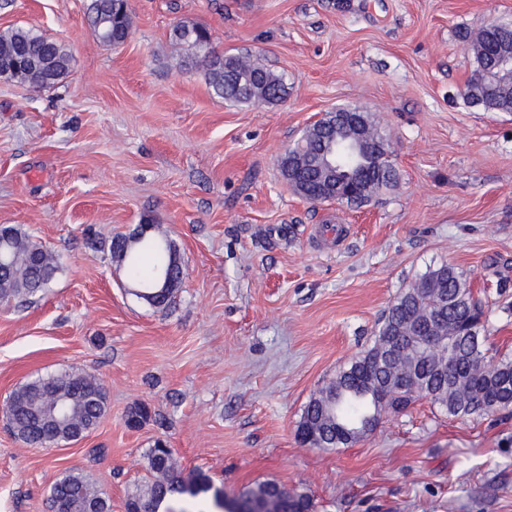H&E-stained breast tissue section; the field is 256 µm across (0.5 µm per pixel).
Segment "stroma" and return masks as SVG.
I'll return each instance as SVG.
<instances>
[{
  "label": "stroma",
  "mask_w": 512,
  "mask_h": 512,
  "mask_svg": "<svg viewBox=\"0 0 512 512\" xmlns=\"http://www.w3.org/2000/svg\"><path fill=\"white\" fill-rule=\"evenodd\" d=\"M127 41L96 39L85 0H0L15 27L67 45L56 87L0 79V225L56 255L44 292L0 302V512H51L62 472L124 512L157 440L227 497L273 480L315 512H512V413L448 416L417 400L344 448L299 442L310 399L372 341L412 279L447 263L512 357V113L470 104L465 32L512 0H128ZM283 76L285 101L243 106L176 64L171 26ZM370 112L398 182L368 203L315 204L280 156L321 113ZM158 225L186 276L170 303L137 295L112 239ZM98 375L109 410L86 439L34 448L3 409L24 383ZM147 406L149 420L128 427Z\"/></svg>",
  "instance_id": "1"
}]
</instances>
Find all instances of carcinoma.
Segmentation results:
<instances>
[{
  "label": "carcinoma",
  "instance_id": "carcinoma-1",
  "mask_svg": "<svg viewBox=\"0 0 512 512\" xmlns=\"http://www.w3.org/2000/svg\"><path fill=\"white\" fill-rule=\"evenodd\" d=\"M87 17L94 36L118 46L131 29L128 0H88ZM170 40L183 50L180 66L186 71L202 69L206 84L218 97L243 104H274L283 101L287 88L283 77L249 58L216 50L208 29L198 23L179 21L169 33ZM468 51L476 68L468 82L472 103L487 112H512V82L493 80L477 84V76L489 69L501 52L512 53V23L481 29L468 40ZM71 52L31 28L0 31V76L52 88L70 72ZM315 138L302 144L303 153L318 155L333 133L332 117L317 122ZM367 199L397 183L389 163L366 175ZM111 259L136 270L143 260L153 261L150 273L137 279L138 295L150 305L166 304L173 290L157 288L166 270L180 274L176 243L160 231L129 238L112 239ZM59 271L55 256L32 241L19 225L0 226V301L26 300L47 288ZM481 301L474 296L469 278L457 268L442 264L428 269L402 289L383 313L374 331V343L358 358L341 368L336 379L310 399L297 425L302 443L328 449L346 445L372 430L368 420L378 412L399 413L417 397L407 383L425 378V399L449 416L467 419L498 412H512V358L488 356L487 336ZM432 325L445 343L419 351L402 334L413 321ZM55 390L69 397L67 420L58 426L44 422L45 396ZM107 408V393L101 378L89 373L65 372L38 378L23 385L9 399L10 424L14 434L29 445L41 446L53 439L76 441L72 430H93ZM151 479L128 492L125 512H136L145 501L160 512L168 496L213 501L224 512H313L310 496L288 490L275 481L247 489L233 499H219L223 490L202 472L188 475L178 469L171 449L160 441L148 452ZM49 501L57 512H82L95 503L98 512H112L109 497L85 476L69 472L51 488Z\"/></svg>",
  "mask_w": 512,
  "mask_h": 512
}]
</instances>
